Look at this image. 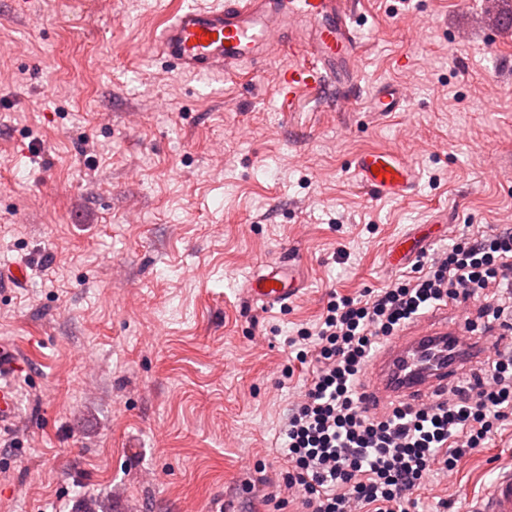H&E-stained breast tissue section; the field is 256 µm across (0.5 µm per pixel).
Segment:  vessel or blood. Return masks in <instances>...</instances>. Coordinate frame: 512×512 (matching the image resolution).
Masks as SVG:
<instances>
[{
    "label": "vessel or blood",
    "mask_w": 512,
    "mask_h": 512,
    "mask_svg": "<svg viewBox=\"0 0 512 512\" xmlns=\"http://www.w3.org/2000/svg\"><path fill=\"white\" fill-rule=\"evenodd\" d=\"M360 0H216L180 11L161 31L154 46L173 68L194 76L264 72L268 60L287 57L273 77L280 98L326 85L354 86L361 78L364 53ZM405 92L380 85L368 109L380 116L403 111ZM357 181L379 197H405L417 186L413 164L388 150H367L354 163ZM297 293L291 258L267 265L250 276L246 295L272 307ZM466 324L426 321L393 337L367 369V396L378 404L428 399L446 390L462 368L482 362L485 353L469 346ZM22 367L16 350L0 343V427L16 417L17 400L8 384ZM474 512H512V469L485 489Z\"/></svg>",
    "instance_id": "obj_1"
}]
</instances>
